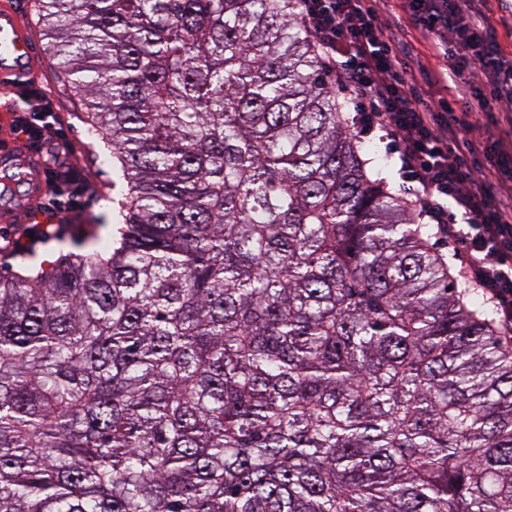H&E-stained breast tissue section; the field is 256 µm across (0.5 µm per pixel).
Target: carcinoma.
<instances>
[{
    "label": "carcinoma",
    "mask_w": 512,
    "mask_h": 512,
    "mask_svg": "<svg viewBox=\"0 0 512 512\" xmlns=\"http://www.w3.org/2000/svg\"><path fill=\"white\" fill-rule=\"evenodd\" d=\"M293 14L43 0L125 188L0 275V512H512V349Z\"/></svg>",
    "instance_id": "carcinoma-1"
}]
</instances>
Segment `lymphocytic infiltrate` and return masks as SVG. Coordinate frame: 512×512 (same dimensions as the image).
Here are the masks:
<instances>
[{"label":"lymphocytic infiltrate","instance_id":"f902f5d3","mask_svg":"<svg viewBox=\"0 0 512 512\" xmlns=\"http://www.w3.org/2000/svg\"><path fill=\"white\" fill-rule=\"evenodd\" d=\"M447 64L450 99L425 98L408 75L405 34L382 21L368 0H295L332 87L354 109L357 139L378 136L396 154L420 219L465 250V280L492 302L500 331L512 335V53L498 40L490 0H402ZM10 133L48 144L58 139L52 100L37 88L17 94ZM51 192L38 214L85 207V187L68 164L47 166Z\"/></svg>","mask_w":512,"mask_h":512}]
</instances>
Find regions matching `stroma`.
<instances>
[{"mask_svg": "<svg viewBox=\"0 0 512 512\" xmlns=\"http://www.w3.org/2000/svg\"><path fill=\"white\" fill-rule=\"evenodd\" d=\"M22 22L36 40V47L42 55L39 70L33 80L35 87L41 88L55 104L67 145L66 157L82 173L88 190L85 196L86 209L74 223L68 224L60 238L37 245L32 251L15 250L14 230L0 231V273L17 269L24 264L53 262L60 255H81L93 250L98 241L112 235V186L111 163L99 160V142L88 139L85 124L86 107L79 94L63 83L48 47V38L41 23V0H18ZM376 8L391 25L407 28L414 57L427 68L436 70L442 67V60L434 57L430 45L411 30L409 20L403 13L398 0H378Z\"/></svg>", "mask_w": 512, "mask_h": 512, "instance_id": "stroma-1", "label": "stroma"}]
</instances>
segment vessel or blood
Masks as SVG:
<instances>
[{
    "mask_svg": "<svg viewBox=\"0 0 512 512\" xmlns=\"http://www.w3.org/2000/svg\"><path fill=\"white\" fill-rule=\"evenodd\" d=\"M33 36L23 25L13 0H0V87L18 89L38 72V58L32 50ZM24 170L19 189L0 200V226L8 228L22 213L32 211L49 191L47 169L39 149L9 137H0V174Z\"/></svg>",
    "mask_w": 512,
    "mask_h": 512,
    "instance_id": "b4317fda",
    "label": "vessel or blood"
}]
</instances>
